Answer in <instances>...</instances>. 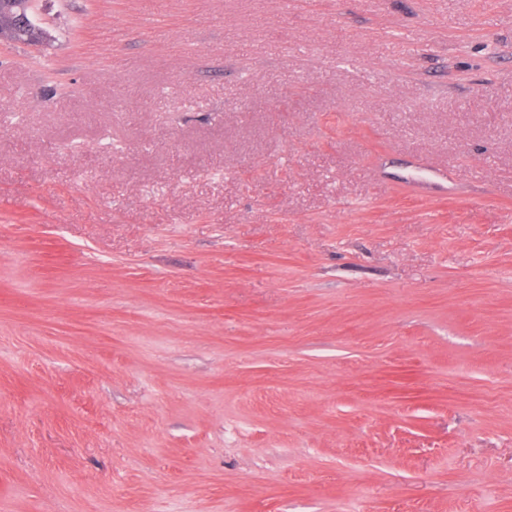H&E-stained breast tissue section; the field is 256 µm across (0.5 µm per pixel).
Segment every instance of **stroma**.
<instances>
[{"instance_id":"1","label":"stroma","mask_w":512,"mask_h":512,"mask_svg":"<svg viewBox=\"0 0 512 512\" xmlns=\"http://www.w3.org/2000/svg\"><path fill=\"white\" fill-rule=\"evenodd\" d=\"M34 11L0 512H512V0Z\"/></svg>"}]
</instances>
